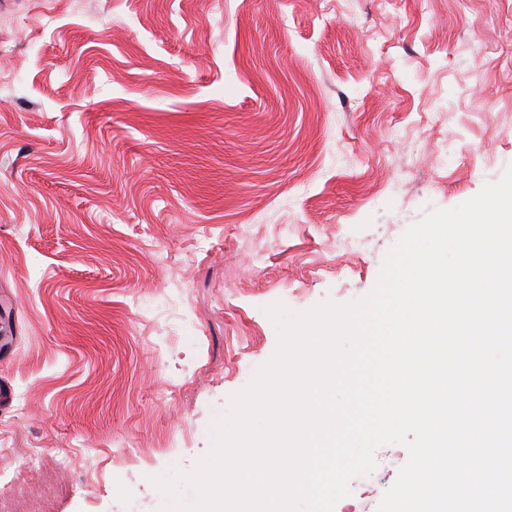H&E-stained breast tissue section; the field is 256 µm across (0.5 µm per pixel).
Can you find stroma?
Masks as SVG:
<instances>
[{
    "mask_svg": "<svg viewBox=\"0 0 512 512\" xmlns=\"http://www.w3.org/2000/svg\"><path fill=\"white\" fill-rule=\"evenodd\" d=\"M511 163L512 0H0V512H157L267 305L367 295Z\"/></svg>",
    "mask_w": 512,
    "mask_h": 512,
    "instance_id": "1",
    "label": "stroma"
}]
</instances>
